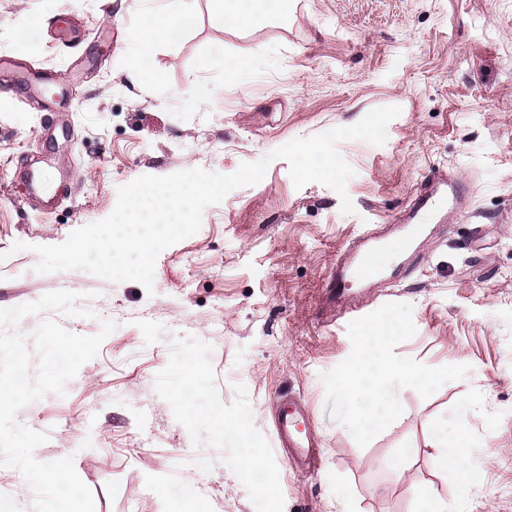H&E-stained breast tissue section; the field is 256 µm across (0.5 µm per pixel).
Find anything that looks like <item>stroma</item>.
Segmentation results:
<instances>
[{"label":"stroma","mask_w":512,"mask_h":512,"mask_svg":"<svg viewBox=\"0 0 512 512\" xmlns=\"http://www.w3.org/2000/svg\"><path fill=\"white\" fill-rule=\"evenodd\" d=\"M190 6L194 24L175 37L157 29L151 74L137 78L144 0H0V62L51 88L27 103L0 90V307L63 289L94 312L61 317L69 330L119 324L64 395L19 411L48 435L35 458L73 457L95 512H426L432 500L512 512V0H288L244 27L213 0ZM385 106L401 113L384 145L338 146L355 171L352 214L271 160L258 184L207 207L195 235L159 254L153 292L33 270L34 246L107 217L139 176L230 174ZM45 157L60 198L48 212L24 199L23 174ZM437 168L468 182L466 203L391 278L352 289L357 318L337 319L324 289L340 247L398 217ZM385 323L381 357L435 379L402 382L382 411L344 380L361 337ZM189 365L203 387L191 411L178 396ZM287 396L310 408L317 472L287 469L276 449L273 414ZM228 423L239 436L225 438ZM436 424L469 453L471 474L430 448ZM252 465L270 492L242 482ZM33 502L20 472L0 467V512Z\"/></svg>","instance_id":"1"}]
</instances>
